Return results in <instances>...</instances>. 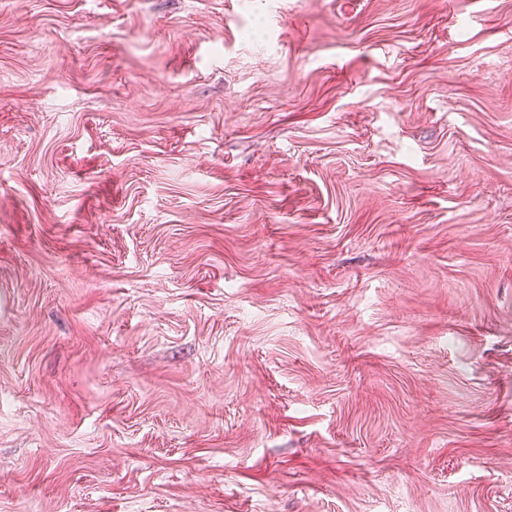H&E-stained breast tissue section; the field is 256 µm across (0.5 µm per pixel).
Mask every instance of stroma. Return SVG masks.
I'll return each mask as SVG.
<instances>
[{"instance_id":"stroma-1","label":"stroma","mask_w":512,"mask_h":512,"mask_svg":"<svg viewBox=\"0 0 512 512\" xmlns=\"http://www.w3.org/2000/svg\"><path fill=\"white\" fill-rule=\"evenodd\" d=\"M0 512H512V0H0Z\"/></svg>"}]
</instances>
